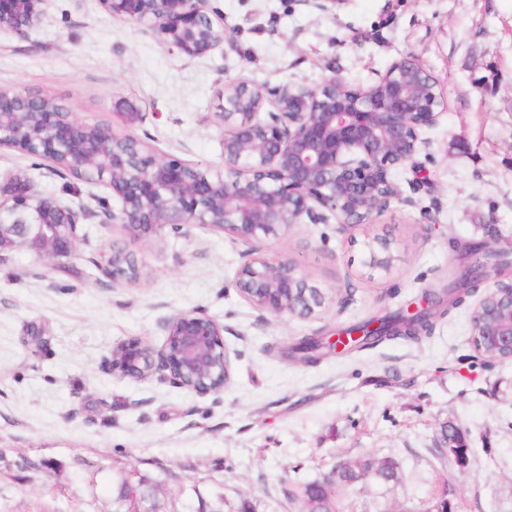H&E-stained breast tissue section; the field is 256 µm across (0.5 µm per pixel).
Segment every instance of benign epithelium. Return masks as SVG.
<instances>
[{
  "label": "benign epithelium",
  "instance_id": "benign-epithelium-1",
  "mask_svg": "<svg viewBox=\"0 0 512 512\" xmlns=\"http://www.w3.org/2000/svg\"><path fill=\"white\" fill-rule=\"evenodd\" d=\"M46 0H0V29L16 33L36 25ZM112 17L135 20L160 42L194 58L221 47L224 26L210 16L209 0H102ZM275 111L260 118L264 97L245 83L224 95L218 117L224 126V169L193 166L160 155L138 140L76 119L52 101L0 91V147L47 159L53 169L88 185L103 184L121 201L107 221L148 239L170 227L207 226L243 243L280 229L335 217L364 224L384 213L399 191L391 172L420 150L423 129L435 125L444 97L429 69L415 56L394 63L368 88L332 77L315 89L284 85L272 93ZM83 208L40 195L30 181L13 179L10 198L0 199V259L19 245L40 257L72 254ZM363 267L371 274L392 266L391 241L365 243ZM488 262L459 259L464 282ZM141 272L130 253L112 249L102 272L112 281L134 282ZM238 288L257 309L276 317H312L326 301L295 264L252 257L242 266ZM471 322L476 351L512 361V284L488 289ZM155 348L124 341L110 356L112 373L146 378L155 371L198 395L218 393L216 376L230 381L224 327L198 312H180L163 326Z\"/></svg>",
  "mask_w": 512,
  "mask_h": 512
}]
</instances>
